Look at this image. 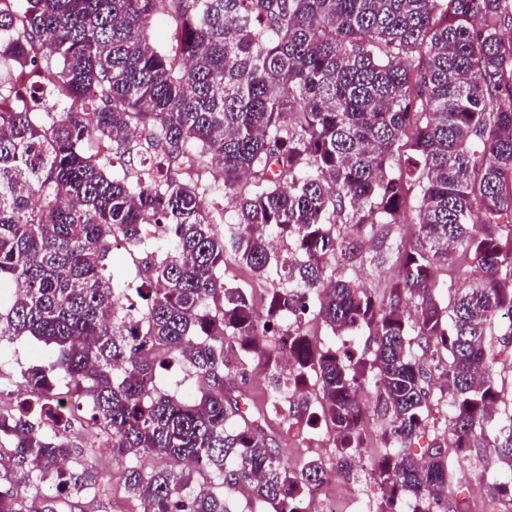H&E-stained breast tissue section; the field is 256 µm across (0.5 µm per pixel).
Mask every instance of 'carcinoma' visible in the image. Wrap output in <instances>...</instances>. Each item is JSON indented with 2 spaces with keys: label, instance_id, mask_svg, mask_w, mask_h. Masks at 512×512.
I'll list each match as a JSON object with an SVG mask.
<instances>
[{
  "label": "carcinoma",
  "instance_id": "1",
  "mask_svg": "<svg viewBox=\"0 0 512 512\" xmlns=\"http://www.w3.org/2000/svg\"><path fill=\"white\" fill-rule=\"evenodd\" d=\"M159 19L166 47L147 36ZM508 20L512 0H0V339L53 347L23 374L31 397L0 412V512H57L103 487L67 433L78 414L129 461L141 512H231L241 492L290 512L288 487L353 469L362 388L388 417L376 512H458L432 495L449 448L493 449L496 512H512V401L488 344L512 336ZM114 157L139 168L115 178ZM207 193L233 197L232 220L206 212ZM156 225L138 309L102 261ZM452 246L480 271L464 288L435 277ZM338 256L400 272L377 294ZM230 257L260 277L282 263L265 319L225 282ZM309 305L364 347L282 328ZM282 345L318 387L317 407L304 392L290 414L332 428L329 466L295 468L228 378L232 356L274 366ZM173 360L198 394L157 385ZM436 413L445 428L416 461L404 448ZM146 455L177 467L147 470Z\"/></svg>",
  "mask_w": 512,
  "mask_h": 512
}]
</instances>
